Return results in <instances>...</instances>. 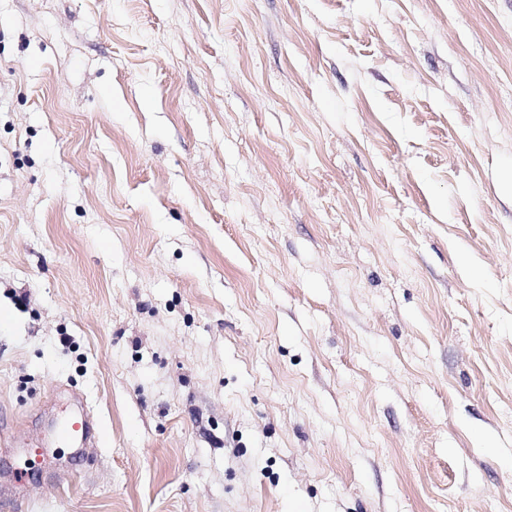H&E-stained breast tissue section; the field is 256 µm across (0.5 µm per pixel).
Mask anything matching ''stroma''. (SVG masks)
Wrapping results in <instances>:
<instances>
[{"label": "stroma", "instance_id": "35a3bbf8", "mask_svg": "<svg viewBox=\"0 0 512 512\" xmlns=\"http://www.w3.org/2000/svg\"><path fill=\"white\" fill-rule=\"evenodd\" d=\"M510 175L512 0H0L18 512H512ZM80 434L83 442V452L87 454V458H92L97 454L99 445L98 424L93 416L79 415L74 416L71 424L62 429V437L69 440L70 436Z\"/></svg>", "mask_w": 512, "mask_h": 512}]
</instances>
